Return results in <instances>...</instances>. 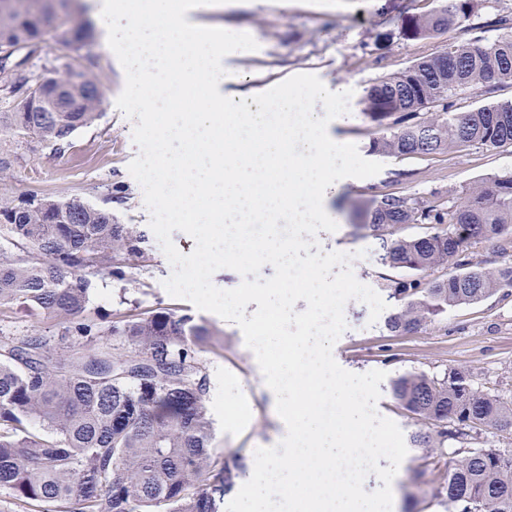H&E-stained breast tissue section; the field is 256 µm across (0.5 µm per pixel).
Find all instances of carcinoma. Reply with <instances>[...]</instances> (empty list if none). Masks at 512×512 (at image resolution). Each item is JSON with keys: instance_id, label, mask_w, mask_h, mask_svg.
Instances as JSON below:
<instances>
[{"instance_id": "1", "label": "carcinoma", "mask_w": 512, "mask_h": 512, "mask_svg": "<svg viewBox=\"0 0 512 512\" xmlns=\"http://www.w3.org/2000/svg\"><path fill=\"white\" fill-rule=\"evenodd\" d=\"M74 0H0V95L14 99L0 112V137L36 138L61 150L98 116L103 103L96 65L57 73L76 112H37L20 51L55 26L73 46L90 37V21L68 12ZM476 0H438L427 14L405 17L407 40L434 38L471 19ZM501 31L486 42L450 44L370 88L364 114L395 131L372 148L392 155H431L479 145L512 146V100L451 112L448 99L512 84V14L491 22ZM382 260L412 271L392 282L402 309L397 332L418 329L451 307L471 305L512 288V266L460 262L444 277L428 271L451 265L477 241H512V173L461 192L444 209L383 196L368 212ZM400 224H433L430 234L394 239ZM459 226L467 235L452 238ZM146 236L117 224L112 212L51 197H0V321L18 309L36 312L67 345L32 332L0 336V489L14 512H220L232 471L211 447L208 375L198 353L208 330L187 314L148 311L107 324L90 308L99 277L122 274L120 264L144 258ZM124 338L122 352L100 343ZM408 411L441 426L439 442L454 441L438 495L448 512H512V452L468 448L476 429L512 427V404L468 383L464 371L409 374L393 383Z\"/></svg>"}]
</instances>
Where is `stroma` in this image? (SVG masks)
<instances>
[{"mask_svg":"<svg viewBox=\"0 0 512 512\" xmlns=\"http://www.w3.org/2000/svg\"><path fill=\"white\" fill-rule=\"evenodd\" d=\"M436 5L437 0H224L220 9L200 8L186 15L187 21L199 26L250 34L258 44L257 50L224 57L226 97L238 100L249 88L272 87L298 74H313L324 85L344 83L352 89L348 118L332 121L328 134L335 142L355 144L363 158L382 163L383 168L372 177L342 179L338 188L329 190L328 206L338 228L319 232L317 241L327 252L363 251V258L352 263L354 275L386 298L387 308L373 322L366 304L350 302L351 326L334 344L333 356L353 373L384 371L376 411L396 422L407 436L425 423L392 396L394 381L406 374L439 375L458 368L476 387L512 404V288L500 289L476 304L449 308L418 330L393 333L387 321L400 305L390 299L389 286L407 272L384 263L378 239L360 228L355 216L357 209L386 195L449 207L463 189L482 178L512 172V148L474 145L448 153L402 156L370 150L372 140L384 133L363 115L367 90L375 81L434 56L448 44L495 38L497 32L487 26V19L512 13V0H480L469 26L453 27L433 39L401 37L405 15L425 14ZM89 59L95 61L102 81L100 117L80 128L71 146L61 151L35 138L0 140V154L13 162L9 176L0 178V196L81 200L110 209L116 223L149 232L151 212L142 187L128 171L139 154L133 141L135 122L116 106L126 75L102 42L100 29L92 28L86 44L76 47L61 46L52 35H45L28 54L25 67L37 77ZM123 270L124 279H97L93 306L116 317L169 309L190 315L208 329L211 344L200 358L209 374H220L223 387L222 393L207 395L213 446L234 462L233 485L241 487L253 474L256 449L275 446L283 431L253 351L236 324L168 294L163 283L172 266L155 241H148L143 259L125 264ZM447 466V457L409 448L392 483V512H448L437 494Z\"/></svg>","mask_w":512,"mask_h":512,"instance_id":"stroma-1","label":"stroma"}]
</instances>
